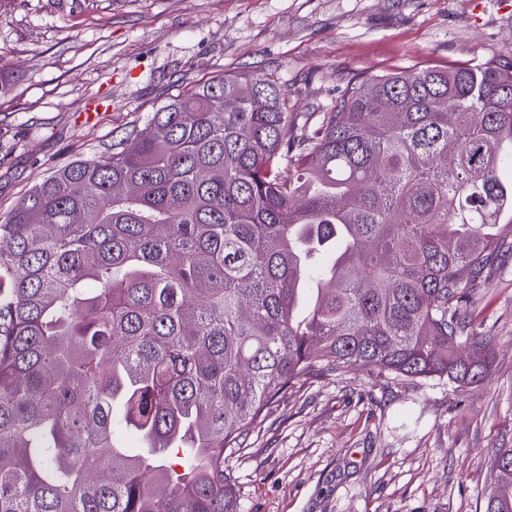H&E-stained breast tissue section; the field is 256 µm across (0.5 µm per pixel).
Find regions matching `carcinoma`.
Wrapping results in <instances>:
<instances>
[{
	"label": "carcinoma",
	"instance_id": "obj_1",
	"mask_svg": "<svg viewBox=\"0 0 512 512\" xmlns=\"http://www.w3.org/2000/svg\"><path fill=\"white\" fill-rule=\"evenodd\" d=\"M507 166L512 52L355 82L315 124L224 75L52 171L0 216V512H237L224 452L299 381L481 383ZM490 471L512 512V448Z\"/></svg>",
	"mask_w": 512,
	"mask_h": 512
}]
</instances>
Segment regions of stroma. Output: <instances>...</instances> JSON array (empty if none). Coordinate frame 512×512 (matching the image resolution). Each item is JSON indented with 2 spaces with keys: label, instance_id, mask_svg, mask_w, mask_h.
<instances>
[{
  "label": "stroma",
  "instance_id": "35a3bbf8",
  "mask_svg": "<svg viewBox=\"0 0 512 512\" xmlns=\"http://www.w3.org/2000/svg\"><path fill=\"white\" fill-rule=\"evenodd\" d=\"M510 51L512 0H0V215L216 77L274 75L303 116L356 79ZM474 293L483 384L301 380L224 454L237 512H482L484 459L512 446V256Z\"/></svg>",
  "mask_w": 512,
  "mask_h": 512
}]
</instances>
